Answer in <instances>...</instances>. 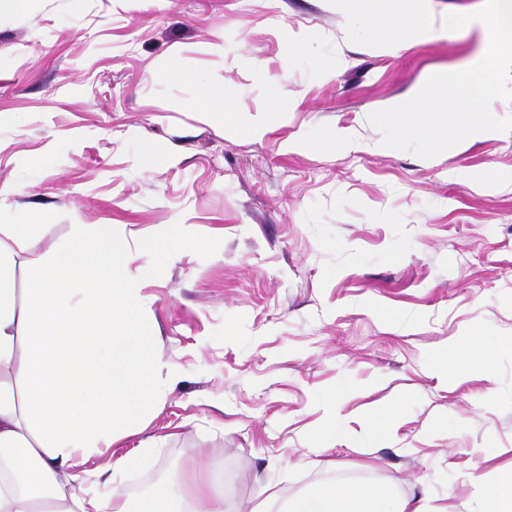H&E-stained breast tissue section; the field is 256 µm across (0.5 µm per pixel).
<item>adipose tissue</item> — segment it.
<instances>
[{"label": "adipose tissue", "mask_w": 512, "mask_h": 512, "mask_svg": "<svg viewBox=\"0 0 512 512\" xmlns=\"http://www.w3.org/2000/svg\"><path fill=\"white\" fill-rule=\"evenodd\" d=\"M34 230L28 212L0 224V512H225L223 484L195 466L178 490L158 488L133 507L85 490V463L120 439L160 448L144 431L174 374L147 330L149 302L111 225L53 251L19 303L14 257ZM278 509L435 512L376 485L335 482Z\"/></svg>", "instance_id": "obj_1"}]
</instances>
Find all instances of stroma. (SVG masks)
<instances>
[{"label":"stroma","mask_w":512,"mask_h":512,"mask_svg":"<svg viewBox=\"0 0 512 512\" xmlns=\"http://www.w3.org/2000/svg\"><path fill=\"white\" fill-rule=\"evenodd\" d=\"M485 2L413 0L434 30L400 39L402 0H0V224L38 222L19 300L32 258L111 225L176 373L161 450L113 445L139 463L112 498L194 461L241 512L328 481L473 512L512 472V184L468 181L512 175V131L422 159L369 121L477 55L479 30L444 22ZM476 331L502 349L437 375ZM331 420L327 471L310 439ZM399 411L397 409H383L373 413L368 431V439L376 440L388 428L393 426L398 418Z\"/></svg>","instance_id":"1"}]
</instances>
